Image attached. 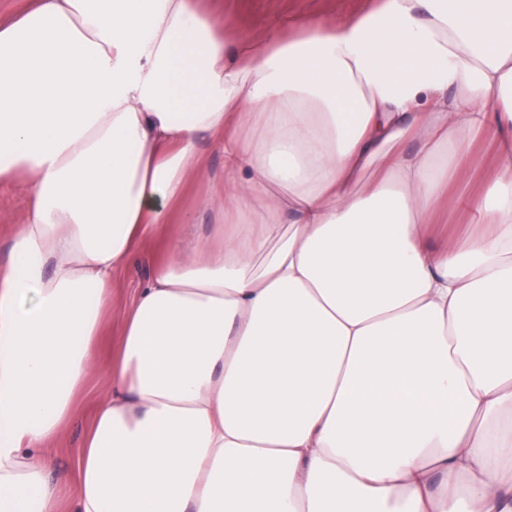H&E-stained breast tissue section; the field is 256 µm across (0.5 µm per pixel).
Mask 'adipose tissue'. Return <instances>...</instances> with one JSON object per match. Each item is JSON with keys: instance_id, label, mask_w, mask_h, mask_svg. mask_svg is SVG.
Masks as SVG:
<instances>
[{"instance_id": "ef3b65f1", "label": "adipose tissue", "mask_w": 512, "mask_h": 512, "mask_svg": "<svg viewBox=\"0 0 512 512\" xmlns=\"http://www.w3.org/2000/svg\"><path fill=\"white\" fill-rule=\"evenodd\" d=\"M455 95H448V88ZM512 0H383L229 39L194 0H30L0 20V512L44 463L116 274L224 154L215 242L172 239L123 311L76 512H512ZM489 175L440 224L461 152ZM419 143L418 152L404 149ZM294 215L282 224L283 214ZM26 207V194L20 185L0 184V266L9 260L11 238L22 223Z\"/></svg>"}]
</instances>
